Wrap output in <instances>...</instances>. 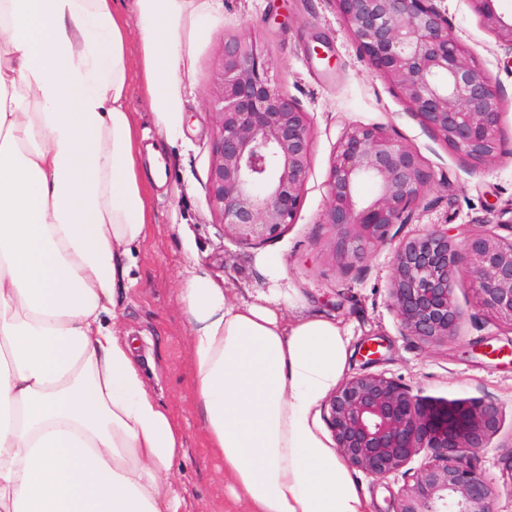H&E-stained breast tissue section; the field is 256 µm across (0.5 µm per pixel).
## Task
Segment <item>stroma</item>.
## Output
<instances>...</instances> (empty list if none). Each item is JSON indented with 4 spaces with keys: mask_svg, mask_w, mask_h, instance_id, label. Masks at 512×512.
Instances as JSON below:
<instances>
[{
    "mask_svg": "<svg viewBox=\"0 0 512 512\" xmlns=\"http://www.w3.org/2000/svg\"><path fill=\"white\" fill-rule=\"evenodd\" d=\"M453 33L468 47L502 99L501 153L483 166L457 155L409 111L392 86L367 64L346 32L332 0H215L210 33L192 47L182 78L186 87L180 136L167 142L160 133L148 96L132 86L127 108L143 145H157L163 157L159 179H146L151 222L134 248L132 284L119 307L115 328L134 339L140 370L157 399L185 430L184 456L173 477L180 512H247L222 479L224 463L207 448L205 429L192 409L195 400L188 339L193 325L179 297L189 271L204 270L239 300L252 301L278 288L288 302V320L321 316L348 332L352 356L348 373H379L409 386L422 402L444 404L482 398L501 413L499 432L472 459L497 489V512H512V328L477 307L472 274L459 264L455 299L462 320L459 336L424 343L402 335L390 306L393 247L369 250L353 264L336 261L334 229L322 223L329 164L340 135L359 125L385 128L422 154L435 176L398 237L433 224L447 225L455 237L497 231L496 210L512 206V47L485 30L471 0H434ZM251 33L271 60L269 78L309 113L315 131L311 168L294 224L271 240L244 244L226 234L206 203L212 124L209 115L211 60L225 37ZM324 41L334 65L317 58ZM278 257L280 278L265 260ZM379 343L381 357L369 362L363 350ZM499 349L486 355L485 347ZM367 512H392L404 480L349 467Z\"/></svg>",
    "mask_w": 512,
    "mask_h": 512,
    "instance_id": "1",
    "label": "stroma"
}]
</instances>
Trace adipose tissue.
<instances>
[{"label":"adipose tissue","instance_id":"obj_1","mask_svg":"<svg viewBox=\"0 0 512 512\" xmlns=\"http://www.w3.org/2000/svg\"><path fill=\"white\" fill-rule=\"evenodd\" d=\"M156 124L180 134L209 0H134ZM115 0H0V512H179L183 430L112 330L151 222ZM179 294L209 447L248 512H365L318 424L349 344L207 274Z\"/></svg>","mask_w":512,"mask_h":512}]
</instances>
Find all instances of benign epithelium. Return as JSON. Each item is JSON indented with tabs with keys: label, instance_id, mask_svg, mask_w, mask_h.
<instances>
[{
	"label": "benign epithelium",
	"instance_id": "7a95c632",
	"mask_svg": "<svg viewBox=\"0 0 512 512\" xmlns=\"http://www.w3.org/2000/svg\"><path fill=\"white\" fill-rule=\"evenodd\" d=\"M481 24L512 47V16L496 0H471ZM344 28L371 69L452 150L476 162L501 148L502 100L433 0H335ZM270 58L249 33L224 39L212 64V141L206 200L236 240L279 236L301 208L314 129L293 99L271 85ZM373 193H360L362 182ZM434 186L421 153L380 126L355 127L337 141L321 223L336 230L335 259L351 264L393 241ZM465 260L480 309L512 326V238L494 232L456 241L442 224L395 246L391 307L402 335L436 343L459 335L456 269ZM328 427L348 464L375 477L405 472L393 512H495L497 492L468 458L495 436L500 410L469 400L425 407L401 382L364 373L341 381L325 404Z\"/></svg>",
	"mask_w": 512,
	"mask_h": 512
}]
</instances>
